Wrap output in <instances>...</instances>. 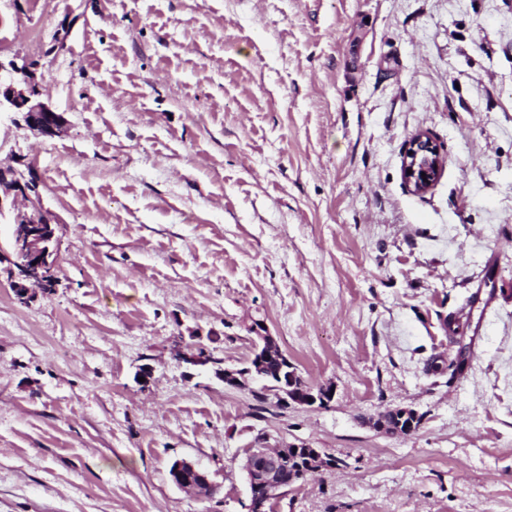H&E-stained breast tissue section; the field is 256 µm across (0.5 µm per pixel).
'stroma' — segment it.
Here are the masks:
<instances>
[{"instance_id":"stroma-1","label":"stroma","mask_w":512,"mask_h":512,"mask_svg":"<svg viewBox=\"0 0 512 512\" xmlns=\"http://www.w3.org/2000/svg\"><path fill=\"white\" fill-rule=\"evenodd\" d=\"M0 60L65 118L0 112L60 237L49 294L0 271V512H248L291 442L339 466L273 512H512V0H0ZM260 328L328 406L225 385ZM445 163L440 146L425 133L416 135L409 143L402 164L403 177L416 194H425L438 180ZM411 169V174H408ZM425 173L426 180H423ZM373 425L381 433L410 435L419 427L420 417L415 410L402 407L380 413ZM287 448H252L245 459L249 487V512H269L271 504L287 488V479L277 467ZM173 482L180 488L210 496L217 486L210 480L207 471L197 463L185 459L176 460L170 468Z\"/></svg>"}]
</instances>
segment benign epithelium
Segmentation results:
<instances>
[{"mask_svg":"<svg viewBox=\"0 0 512 512\" xmlns=\"http://www.w3.org/2000/svg\"><path fill=\"white\" fill-rule=\"evenodd\" d=\"M41 91L36 72L30 63L17 65L11 61L0 62V110L7 109L22 114L24 121L41 135L52 138L58 135L65 123L62 114L40 100ZM445 163L440 146L425 133L416 135L409 143L402 164L406 183L417 194L426 193L438 180ZM28 186L18 177L11 180L0 177V220L13 210L9 219L10 240L8 248L0 247V269L11 276V287L16 296L27 300L38 288L48 292L57 280L59 239L57 225L43 209L31 212L16 210L18 197L26 195ZM276 360L285 369L288 378L269 385L265 368ZM293 363L282 353L273 337L260 334L254 344L251 366L223 372L224 383L241 385L248 378L263 383L264 392H274L278 402L311 405L327 403L331 393L323 387L298 385ZM374 427L381 433L410 435L420 425L418 413L408 407L387 410L377 416ZM287 454L285 448H251L245 459L249 487L248 512H270L271 504L297 479L325 468L322 453L317 448L309 451L308 468L296 477L286 478L277 467L279 458ZM173 482L180 488L210 496L217 488L207 471L197 463L176 460L170 468Z\"/></svg>","mask_w":512,"mask_h":512,"instance_id":"obj_1","label":"benign epithelium"}]
</instances>
